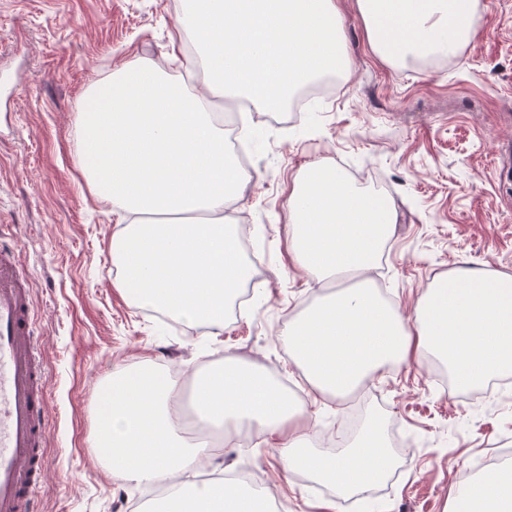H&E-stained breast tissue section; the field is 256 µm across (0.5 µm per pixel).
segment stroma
Wrapping results in <instances>:
<instances>
[{"mask_svg": "<svg viewBox=\"0 0 512 512\" xmlns=\"http://www.w3.org/2000/svg\"><path fill=\"white\" fill-rule=\"evenodd\" d=\"M183 0H0V244L32 284L31 316L44 369V477L36 512H150L154 486L113 480L94 447V397L118 367L147 358L192 373L227 355L274 367L303 384L281 337L294 314L331 291L296 267L288 210L312 163L353 186L383 185L397 221L378 268L395 306L411 313L439 277L470 265L512 274V0H478L477 35L449 57L393 65L372 50L355 0H338L350 79L300 115L247 112L251 179L225 217L246 230L258 263L252 296L222 336L167 322L115 287L112 236L123 216L101 203L77 166L75 128L89 87L127 62L191 70L173 50ZM313 450L379 419L394 467L385 481L345 496L288 471L265 438L223 454L225 474L255 470L284 512H446L480 458L512 444V378L492 396L445 393L432 362L369 379L355 402L306 399Z\"/></svg>", "mask_w": 512, "mask_h": 512, "instance_id": "obj_1", "label": "stroma"}]
</instances>
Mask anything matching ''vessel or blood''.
<instances>
[{
    "mask_svg": "<svg viewBox=\"0 0 512 512\" xmlns=\"http://www.w3.org/2000/svg\"><path fill=\"white\" fill-rule=\"evenodd\" d=\"M26 284L13 251L0 249V512H34L44 459L42 370Z\"/></svg>",
    "mask_w": 512,
    "mask_h": 512,
    "instance_id": "obj_1",
    "label": "vessel or blood"
}]
</instances>
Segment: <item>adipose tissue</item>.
<instances>
[{
	"mask_svg": "<svg viewBox=\"0 0 512 512\" xmlns=\"http://www.w3.org/2000/svg\"><path fill=\"white\" fill-rule=\"evenodd\" d=\"M374 51L397 63L406 56L452 54L479 27L477 0H357ZM290 210L294 261L321 280L357 285L317 303L289 325L283 340L315 391L342 398L391 364L442 356L462 387L512 370V275L463 269L436 281L402 318L366 277L396 222L391 198L350 187L336 169L311 164ZM177 378L144 360L117 369L99 388L98 450L107 470L125 482L160 483L172 492L166 512H263L255 495L230 480L195 481L221 448L241 445L238 421L278 439L289 471L307 472L346 494L387 477L391 457L377 423L366 425L338 455L309 447L303 411L269 371L228 356L199 376L193 405L220 426L222 447L192 443L177 411ZM448 512H512V473H490L457 485Z\"/></svg>",
	"mask_w": 512,
	"mask_h": 512,
	"instance_id": "ef3b65f1",
	"label": "adipose tissue"
}]
</instances>
